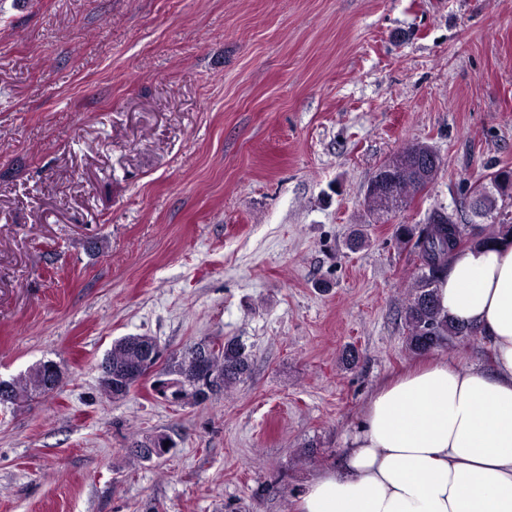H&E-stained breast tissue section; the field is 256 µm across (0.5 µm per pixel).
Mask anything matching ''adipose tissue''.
I'll return each instance as SVG.
<instances>
[{
	"label": "adipose tissue",
	"mask_w": 512,
	"mask_h": 512,
	"mask_svg": "<svg viewBox=\"0 0 512 512\" xmlns=\"http://www.w3.org/2000/svg\"><path fill=\"white\" fill-rule=\"evenodd\" d=\"M437 297L491 363L435 355L382 385L295 512H512V237L461 250Z\"/></svg>",
	"instance_id": "ef3b65f1"
}]
</instances>
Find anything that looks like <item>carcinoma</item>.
Wrapping results in <instances>:
<instances>
[{
  "instance_id": "obj_1",
  "label": "carcinoma",
  "mask_w": 512,
  "mask_h": 512,
  "mask_svg": "<svg viewBox=\"0 0 512 512\" xmlns=\"http://www.w3.org/2000/svg\"><path fill=\"white\" fill-rule=\"evenodd\" d=\"M428 154L424 144H408L388 159L374 173V177L388 182L392 190L383 193H365L364 205L368 223L376 224L384 217L407 207L413 198L437 178L442 166L441 157L430 161V174L421 172L420 159ZM490 189L483 190L478 202L477 215L490 221L488 231L481 235H470L468 220L458 213L444 209L431 211L423 224H398L394 237L401 245H412L420 259L419 274L411 285V293L404 311L407 328L406 341L413 351H427L442 347L454 338L471 335L465 327L448 321L439 309L436 289L448 264L457 252V247L471 242L491 241L500 235H512V221L502 218L498 211L497 197H512V169L502 166L485 176ZM135 337L126 336L112 345L108 360L112 361V399L120 400L129 395L132 384L126 381L131 367L140 360ZM39 363L26 373L12 380L17 398L26 402L36 395L48 393L44 368ZM213 366L222 373L215 383L212 395L224 394V390L246 378L251 371V354L236 338L224 340L222 349L213 355Z\"/></svg>"
}]
</instances>
